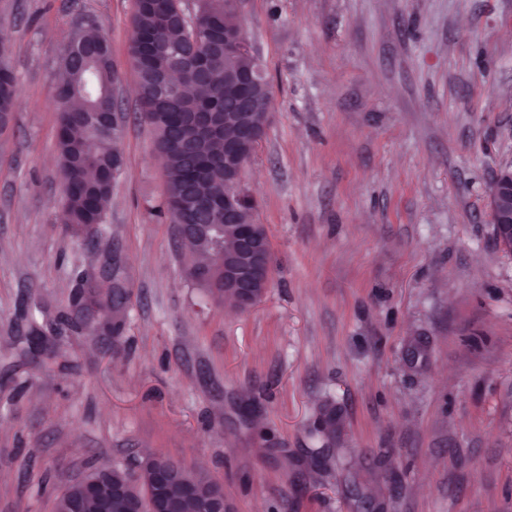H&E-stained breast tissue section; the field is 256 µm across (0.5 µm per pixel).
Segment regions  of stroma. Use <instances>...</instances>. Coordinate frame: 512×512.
Instances as JSON below:
<instances>
[{"label":"stroma","instance_id":"obj_1","mask_svg":"<svg viewBox=\"0 0 512 512\" xmlns=\"http://www.w3.org/2000/svg\"><path fill=\"white\" fill-rule=\"evenodd\" d=\"M134 0H0V512H53L155 452L230 512H512V253L488 185L512 162V0H240L273 118L241 189L272 272L239 312L184 274L137 112ZM126 114L106 240L65 224L54 90L80 23ZM127 275L90 331L74 265ZM15 76L7 68H0V130L7 127L14 112L16 102L14 96Z\"/></svg>","mask_w":512,"mask_h":512}]
</instances>
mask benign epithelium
I'll return each instance as SVG.
<instances>
[{"label": "benign epithelium", "mask_w": 512, "mask_h": 512, "mask_svg": "<svg viewBox=\"0 0 512 512\" xmlns=\"http://www.w3.org/2000/svg\"><path fill=\"white\" fill-rule=\"evenodd\" d=\"M247 49L246 42L239 41L233 35L224 34V58H233ZM211 74L209 60L205 56H200L189 64L174 58L166 65V78L160 91L166 96L181 98L184 96V87L205 84L210 81ZM271 118L272 113L265 111L262 122L249 121L240 125L232 140L224 142V150L230 149L238 153L244 146L258 145ZM90 119L112 131L120 128L124 113L93 112ZM184 129L193 138L214 130V126L206 116L193 112L184 124ZM239 182L238 172L224 177V223L235 225L237 239L235 250L224 253V294L234 299L237 309L248 310L265 294L271 275L272 257L267 235L259 233L255 224L238 223L240 207L245 203V197L239 190ZM489 199L496 241L500 248L506 250L508 245H512L511 163L495 171L489 184ZM182 472L183 466L179 464L160 468L153 484L149 512H182L180 501L171 493L172 486L180 483ZM98 499L101 504L98 512H112L114 508L120 512H144L136 497L126 494L115 485L100 486ZM196 512H227L223 487L217 486L213 493H197Z\"/></svg>", "instance_id": "obj_1"}]
</instances>
